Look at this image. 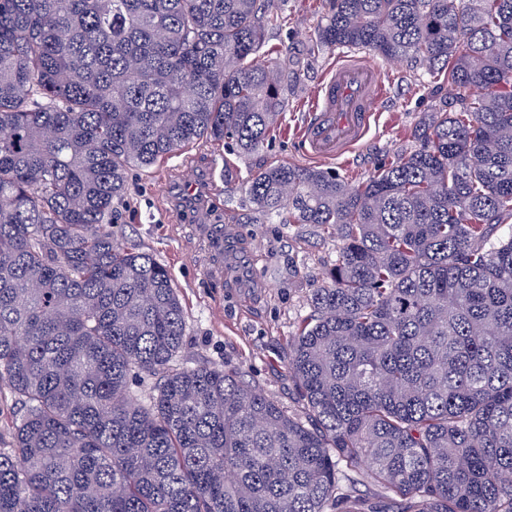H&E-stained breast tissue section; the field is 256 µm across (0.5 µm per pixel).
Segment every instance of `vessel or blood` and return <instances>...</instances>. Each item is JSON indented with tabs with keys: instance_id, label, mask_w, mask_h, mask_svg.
Returning a JSON list of instances; mask_svg holds the SVG:
<instances>
[{
	"instance_id": "vessel-or-blood-1",
	"label": "vessel or blood",
	"mask_w": 512,
	"mask_h": 512,
	"mask_svg": "<svg viewBox=\"0 0 512 512\" xmlns=\"http://www.w3.org/2000/svg\"><path fill=\"white\" fill-rule=\"evenodd\" d=\"M386 95L381 72L355 56L337 60L314 103L315 120L299 137L315 159H335L353 151L366 136Z\"/></svg>"
}]
</instances>
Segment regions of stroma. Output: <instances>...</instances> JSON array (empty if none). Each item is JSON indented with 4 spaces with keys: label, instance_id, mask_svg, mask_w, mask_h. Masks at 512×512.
Returning <instances> with one entry per match:
<instances>
[{
    "label": "stroma",
    "instance_id": "stroma-1",
    "mask_svg": "<svg viewBox=\"0 0 512 512\" xmlns=\"http://www.w3.org/2000/svg\"><path fill=\"white\" fill-rule=\"evenodd\" d=\"M287 21L267 34L275 61L296 71L288 107L263 150L239 156L223 143L199 142L145 173H132L114 226L119 240L164 265L185 318L182 366L215 364L241 374L290 416L306 410L287 369L288 340L308 314V300L336 260L335 234L309 224H254L240 186L264 164L312 166L298 130L312 116L311 102L343 48L312 52L321 0H277ZM386 96L363 142L330 166L349 181L372 176L379 165L411 142V134L447 89L430 84L422 67L377 59ZM232 183H225V176ZM204 190L191 204L179 201L182 183ZM235 241L233 255L209 249L208 237Z\"/></svg>",
    "mask_w": 512,
    "mask_h": 512
}]
</instances>
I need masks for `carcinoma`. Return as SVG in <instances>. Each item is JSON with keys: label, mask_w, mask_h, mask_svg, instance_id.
Wrapping results in <instances>:
<instances>
[{"label": "carcinoma", "mask_w": 512, "mask_h": 512, "mask_svg": "<svg viewBox=\"0 0 512 512\" xmlns=\"http://www.w3.org/2000/svg\"><path fill=\"white\" fill-rule=\"evenodd\" d=\"M317 51L411 59L452 102L353 184L259 168L279 224L336 230L287 367L310 424L178 364L164 266L120 244L130 174L259 151L296 82L259 61L271 0H0V512H512V0H324ZM154 379L150 392L130 387ZM362 471L359 473H350L347 480L342 482L343 492L351 497L353 504H358L361 500H365L369 508L373 507L374 510L380 508L381 505V490L370 484L364 478Z\"/></svg>", "instance_id": "cac0c4a2"}]
</instances>
